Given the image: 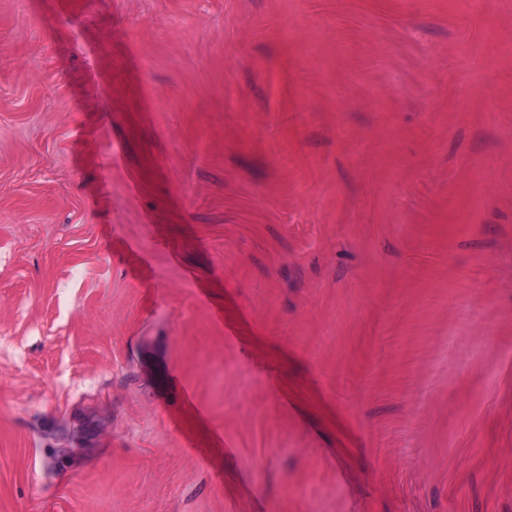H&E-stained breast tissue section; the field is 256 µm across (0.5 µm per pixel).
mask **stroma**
<instances>
[{
    "label": "stroma",
    "mask_w": 512,
    "mask_h": 512,
    "mask_svg": "<svg viewBox=\"0 0 512 512\" xmlns=\"http://www.w3.org/2000/svg\"><path fill=\"white\" fill-rule=\"evenodd\" d=\"M0 512H512V0H0Z\"/></svg>",
    "instance_id": "1"
}]
</instances>
